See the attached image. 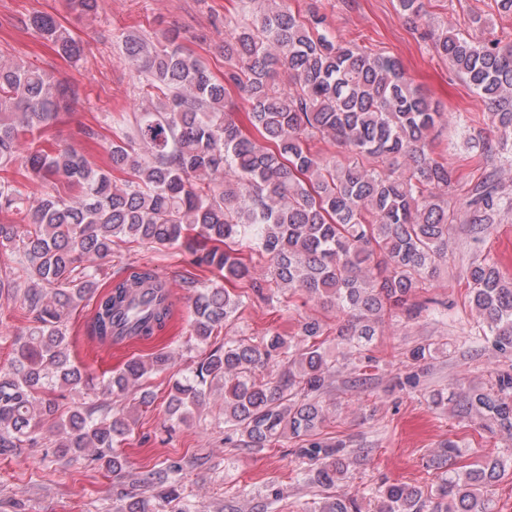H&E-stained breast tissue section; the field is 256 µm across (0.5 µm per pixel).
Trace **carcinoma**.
<instances>
[{
	"label": "carcinoma",
	"instance_id": "cac0c4a2",
	"mask_svg": "<svg viewBox=\"0 0 512 512\" xmlns=\"http://www.w3.org/2000/svg\"><path fill=\"white\" fill-rule=\"evenodd\" d=\"M101 0H67L80 16L99 13ZM252 19L224 41V76H215L172 30L149 38L120 34L127 59L141 77L142 103L133 124L107 147L98 165L76 147H44L32 139L78 96L76 87L24 63L0 60V250L14 267L0 275V300H17L32 316L0 366V455L45 446L111 473L126 459L118 447L138 422L136 407L85 404L59 413L58 393L84 381L72 355L67 322L88 298L95 306L88 336L106 346L149 340L172 317L168 285L154 270L126 267L103 282L96 261L112 244L180 247L193 264L226 282L258 284L243 252L266 257L272 278L288 299L317 298L346 317L337 336L349 365L377 334L386 312L415 316L411 302L448 255V187L454 171L436 157L433 131L438 106L407 77L394 56L343 43L315 9L300 16L285 0H264ZM399 17L423 20V0H397ZM22 25L78 62L84 46L55 17L35 12ZM432 51L487 104L502 144L512 141V47L475 41L426 25ZM297 85L290 92L280 79ZM247 102L254 134L230 118L229 88ZM322 138L344 149L327 159L310 146ZM40 191H33V186ZM512 210L489 174L470 189V223L491 224ZM469 304L483 337L512 356V280L498 266L475 260L466 269ZM243 295L220 284L192 300L190 339L207 345L235 319ZM323 323L300 325L292 343L273 332L253 343L226 340L194 366L169 378L167 408L179 421L224 387V425L240 446L259 453L289 435L301 442L305 484L318 489L309 512H362L356 496L332 492L358 459L341 440L321 436L320 397L339 359H329ZM440 343L407 352L413 367L432 358ZM171 357H133L101 384L115 399L139 394L144 382L167 372ZM461 412L493 423L512 436V374L502 372L486 390L460 400ZM460 455L449 440L434 456L440 473L427 487L381 484L369 489L376 512H495L492 487L512 469V456H485L464 471L447 470ZM176 460L156 469L150 495L131 499L122 512H164L178 499Z\"/></svg>",
	"mask_w": 512,
	"mask_h": 512
}]
</instances>
